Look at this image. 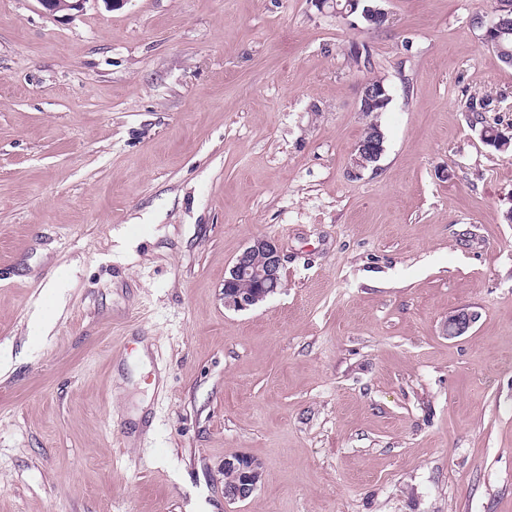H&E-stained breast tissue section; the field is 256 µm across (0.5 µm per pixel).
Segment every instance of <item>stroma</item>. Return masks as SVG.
Returning <instances> with one entry per match:
<instances>
[{
    "mask_svg": "<svg viewBox=\"0 0 512 512\" xmlns=\"http://www.w3.org/2000/svg\"><path fill=\"white\" fill-rule=\"evenodd\" d=\"M385 7L0 0V512H512V66L491 0ZM342 1L344 3H340L338 5L341 6L342 8H345L347 11L351 10L352 12L350 11L346 13L342 9L340 10L336 7V12L339 14H344L346 17L349 16V13L357 14L362 9V5L360 2H365L367 4H364V9L361 12L363 18H365L367 21H371L372 18L379 16L380 18L389 22V12L381 5L383 2H386V0H341V2ZM357 4H359L358 9L355 10ZM378 79V81L366 80L362 84L358 112L368 114L389 105L392 100L389 88L384 79ZM490 104V100L485 97H471L469 100L468 109L469 112L472 113L475 119V123L481 124V129L484 128L485 130H487L488 135L492 139V141L490 143H487V145L495 148L498 151H501L500 144L498 143V137L494 136L493 138L494 133H497L498 135V128L492 125L485 124L486 121H484L483 119L484 112H490ZM366 135V140L359 142L354 148L353 163L358 171L376 163L384 151V134L377 123L367 125ZM282 257L277 242L258 237L245 248L224 279V306L244 311L282 288ZM236 458L224 460V471L231 468L239 472L238 481L226 486L224 497L229 502L245 500L257 489L262 476V464L244 455H234Z\"/></svg>",
    "mask_w": 512,
    "mask_h": 512,
    "instance_id": "stroma-1",
    "label": "stroma"
}]
</instances>
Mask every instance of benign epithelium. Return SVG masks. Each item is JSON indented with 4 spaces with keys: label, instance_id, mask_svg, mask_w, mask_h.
<instances>
[{
    "label": "benign epithelium",
    "instance_id": "benign-epithelium-1",
    "mask_svg": "<svg viewBox=\"0 0 512 512\" xmlns=\"http://www.w3.org/2000/svg\"><path fill=\"white\" fill-rule=\"evenodd\" d=\"M365 2L361 15L370 21L374 17L389 20V12L382 6L385 0H356ZM51 15L64 12H80L86 0H38ZM391 101L389 88L384 79L367 80L362 84L358 111L371 113L385 108ZM367 138L354 148L355 170L368 168L378 161L384 151V134L379 125L371 122L366 128ZM282 257L277 242L271 238L258 237L245 248L230 268L224 279V307L244 311L264 302L282 288ZM474 321L468 311H459L448 316V337L464 335ZM236 469L238 481L224 487V497L230 502L245 500L257 489L262 476V464L250 457L238 455L224 459V469Z\"/></svg>",
    "mask_w": 512,
    "mask_h": 512
}]
</instances>
